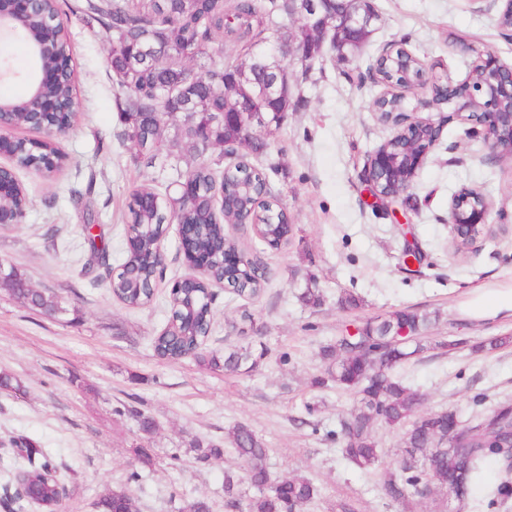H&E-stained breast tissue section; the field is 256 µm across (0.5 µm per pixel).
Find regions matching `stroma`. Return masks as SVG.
Listing matches in <instances>:
<instances>
[{"label":"stroma","instance_id":"stroma-1","mask_svg":"<svg viewBox=\"0 0 512 512\" xmlns=\"http://www.w3.org/2000/svg\"><path fill=\"white\" fill-rule=\"evenodd\" d=\"M371 2L378 18L364 44L340 64L326 52L312 61L303 85L306 106L287 114L269 135L267 153L254 161L271 199L288 212L293 240L272 250L251 225L224 227L240 249L262 258L267 280L255 297L232 299L219 291L205 348L220 352L246 339L262 346L263 359L246 374L206 369L191 358L168 361L153 351L152 339L168 320L171 286L192 272L177 224L166 228V275L150 304L127 307L103 281L82 273L89 256L83 224L100 225L113 264H121L132 193L143 185L165 191L178 173L203 161L223 171L224 159L221 148L201 156L185 144L152 166L135 163L133 144L121 136L109 44L98 23L69 14L79 112L57 139L68 164L49 177L19 171L26 215L21 223L0 225V267L56 297L64 310L29 309L0 285V373L23 386L19 394L0 390V474L28 443L44 449L64 477L68 493L60 512H99V500L124 487L137 512H183L196 498L207 499L212 512H246L250 487L237 503L224 498L225 472L243 471L228 431L244 423L264 440L274 476L302 475L319 488L303 512H342L347 503L353 512H448V495L439 487L410 506L385 496L383 479L400 458L402 429L375 424L380 462L373 472L346 461L340 442L327 433L356 397L313 381L327 367L322 347L353 325L409 308L433 318L431 348L397 371L422 395L423 411L451 409L467 422L512 403V345L480 348L490 337L512 336V314L465 312L473 290L512 286V159H490L481 140L466 136V123L433 108L426 116L443 121L442 137L408 193L388 207L360 179L368 156L396 132L372 110L385 90L371 76L384 47L412 51L425 70L456 85L473 62L463 43L512 64V33L497 24L501 0ZM0 59L16 71L0 81V98H23L28 43H0ZM464 187L484 192L493 204L489 223L505 230L458 252L448 209ZM413 246L424 259L404 264L403 253ZM313 285L323 294L316 308L300 299ZM348 292L362 299L361 307H341ZM310 403L315 412H307ZM139 412L153 419L152 437L141 433ZM199 441L223 448V456L198 461ZM142 447L152 466H142ZM133 471L142 473L139 483H128Z\"/></svg>","mask_w":512,"mask_h":512}]
</instances>
